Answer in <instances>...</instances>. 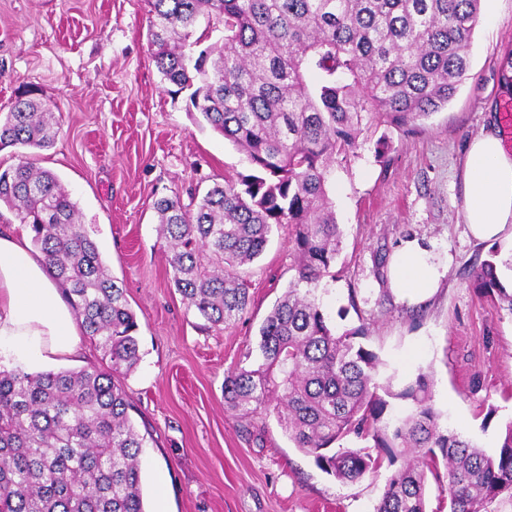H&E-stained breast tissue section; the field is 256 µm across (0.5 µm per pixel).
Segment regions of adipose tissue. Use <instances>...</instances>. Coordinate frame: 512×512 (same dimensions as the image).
Segmentation results:
<instances>
[{
	"label": "adipose tissue",
	"instance_id": "1",
	"mask_svg": "<svg viewBox=\"0 0 512 512\" xmlns=\"http://www.w3.org/2000/svg\"><path fill=\"white\" fill-rule=\"evenodd\" d=\"M464 218L481 242L512 250V151L497 124L468 146L463 170ZM447 268L415 240L392 255L390 284L398 300L416 306L429 299ZM79 323L49 278L42 255L25 234L0 232V363L27 367L78 352Z\"/></svg>",
	"mask_w": 512,
	"mask_h": 512
}]
</instances>
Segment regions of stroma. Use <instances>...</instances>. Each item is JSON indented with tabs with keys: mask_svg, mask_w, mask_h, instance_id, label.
<instances>
[{
	"mask_svg": "<svg viewBox=\"0 0 512 512\" xmlns=\"http://www.w3.org/2000/svg\"><path fill=\"white\" fill-rule=\"evenodd\" d=\"M145 0H0V115L30 90L60 121L34 154L77 202L139 324L141 359L119 381L147 442L141 456L148 512H374L384 476L343 483L295 448L276 417L246 432L224 406V374L255 349L258 330L297 275L292 228L275 227L246 268L250 305L207 329L170 285L154 201H189L248 174L244 155L169 93L150 56ZM512 51V0H483L472 73L448 106L407 131L364 132L337 160L329 196L343 232L335 279L316 295L336 327H368L381 381L401 389L424 373L442 425L495 452L512 419V311L469 283L492 244L464 218L460 179L468 142L502 101ZM389 149L379 155V138ZM433 244L451 265L436 295L397 300L382 260L399 244Z\"/></svg>",
	"mask_w": 512,
	"mask_h": 512,
	"instance_id": "1",
	"label": "stroma"
}]
</instances>
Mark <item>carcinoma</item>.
<instances>
[{
	"instance_id": "1",
	"label": "carcinoma",
	"mask_w": 512,
	"mask_h": 512,
	"mask_svg": "<svg viewBox=\"0 0 512 512\" xmlns=\"http://www.w3.org/2000/svg\"><path fill=\"white\" fill-rule=\"evenodd\" d=\"M152 59L176 96L246 154L251 173L200 199L154 202L173 283L187 308L221 329L244 313L242 267L272 228L293 227L297 278L259 328L258 356L224 376V405L255 427L275 415L294 446L341 482L397 466L374 512H427L429 480L448 512H498L512 501V421L488 454L440 424L425 374L395 392L364 325L332 327L315 291L332 275L341 231L328 196L331 167L362 131L410 126L448 105L471 76L481 0H147ZM224 39L199 53L198 19ZM317 70L321 80L308 81ZM59 121L29 91L0 119V205L30 232L52 279L107 366L29 373L0 368V512H146L145 437L115 375L140 361L137 316L79 219L61 179L30 161L55 143ZM508 304L495 259L471 276ZM411 413L388 418L390 400ZM353 436L369 446L349 447ZM445 472H440V468Z\"/></svg>"
}]
</instances>
